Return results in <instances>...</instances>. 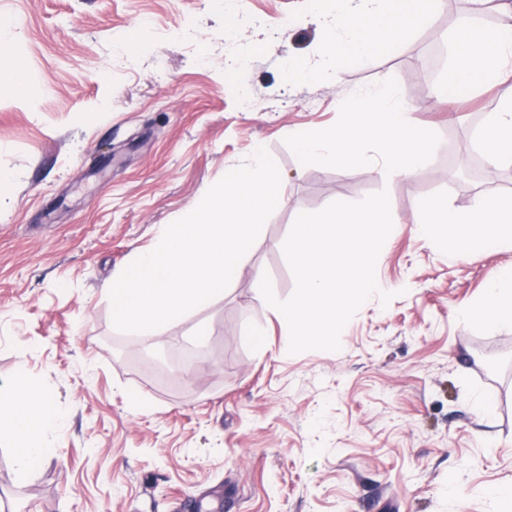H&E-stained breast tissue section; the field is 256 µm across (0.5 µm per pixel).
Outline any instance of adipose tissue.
<instances>
[{
	"instance_id": "obj_1",
	"label": "adipose tissue",
	"mask_w": 512,
	"mask_h": 512,
	"mask_svg": "<svg viewBox=\"0 0 512 512\" xmlns=\"http://www.w3.org/2000/svg\"><path fill=\"white\" fill-rule=\"evenodd\" d=\"M310 4L325 27L321 73L334 79L343 61L384 53L411 31L429 25L436 0H336L331 12L323 10L321 0H310ZM488 85L498 87L499 103L488 115L482 146L487 163L499 165L512 161V10L492 26L471 16L460 19L440 98L450 104ZM405 101L404 90L389 85L355 93L345 111L370 113V125L351 121L338 135L297 136L296 151L306 161L340 167L364 161L362 145L369 140L383 157L384 175L412 177L427 162L431 142L426 133L409 127ZM426 209L432 221L413 225L412 231L427 239L445 237L451 245L450 258L490 245L512 248L511 206L454 208L431 202ZM474 316L512 324L511 267L489 278L484 300L475 312L462 314L466 320ZM63 424L48 389L32 384L25 370H18L10 388L0 392V436L8 437L16 449L14 466L19 475L29 474L36 461L50 454L48 436Z\"/></svg>"
}]
</instances>
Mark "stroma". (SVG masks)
<instances>
[{
    "label": "stroma",
    "instance_id": "obj_1",
    "mask_svg": "<svg viewBox=\"0 0 512 512\" xmlns=\"http://www.w3.org/2000/svg\"><path fill=\"white\" fill-rule=\"evenodd\" d=\"M0 0V386L18 368L65 418L27 477L0 444L8 512H501L512 488V325L467 322L512 249L449 261L445 238L411 228L429 201L512 204V163L482 162L496 88L438 96L471 0H441L433 22L338 81L316 70L324 27L308 0ZM402 88L432 150L412 178L366 160L312 165L294 136L339 128L343 105ZM252 97L242 109L241 88ZM267 148L276 208L222 297L160 334L121 332L104 285L159 225L185 216L227 172ZM388 189L393 229L371 298L340 350L289 354L288 327L258 301L295 288L282 246L296 216ZM205 330L198 344L194 335ZM262 344H254L253 333ZM137 395L144 408L127 405ZM492 398V411L476 403Z\"/></svg>",
    "mask_w": 512,
    "mask_h": 512
}]
</instances>
